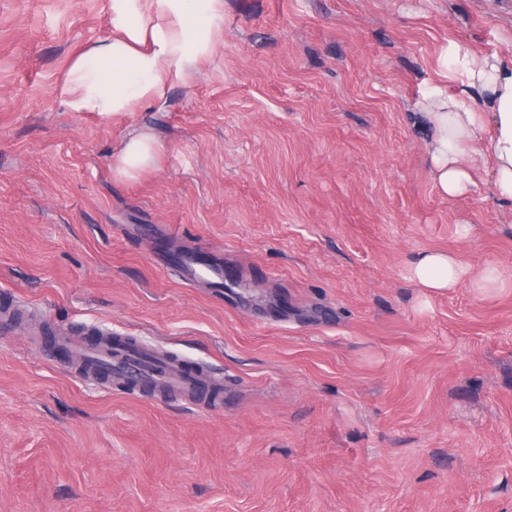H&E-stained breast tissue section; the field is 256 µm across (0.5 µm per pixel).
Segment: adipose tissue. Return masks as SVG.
<instances>
[{"label":"adipose tissue","instance_id":"adipose-tissue-1","mask_svg":"<svg viewBox=\"0 0 512 512\" xmlns=\"http://www.w3.org/2000/svg\"><path fill=\"white\" fill-rule=\"evenodd\" d=\"M108 22L111 38L90 44L68 67L70 111L116 116L163 109L168 88L189 84L222 44L224 0H109ZM415 107L431 130L428 170L442 196L475 185L473 156L483 153L491 160L498 198L512 203V56L445 43L435 77ZM163 153L148 128L127 129L112 150V176L137 181ZM410 274L434 293L471 276L466 264L444 251L419 253Z\"/></svg>","mask_w":512,"mask_h":512}]
</instances>
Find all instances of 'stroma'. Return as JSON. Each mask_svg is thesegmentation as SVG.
<instances>
[{
  "mask_svg": "<svg viewBox=\"0 0 512 512\" xmlns=\"http://www.w3.org/2000/svg\"><path fill=\"white\" fill-rule=\"evenodd\" d=\"M108 0H0V512H512V281L428 295L408 263L512 272L488 166L443 197L415 102L453 39L512 53V0H224L162 112H72ZM165 152L132 183L112 147ZM103 328L224 401L94 390L45 328ZM163 153V143L148 128H129L112 149V177L117 182L137 181L157 166Z\"/></svg>",
  "mask_w": 512,
  "mask_h": 512,
  "instance_id": "35a3bbf8",
  "label": "stroma"
}]
</instances>
